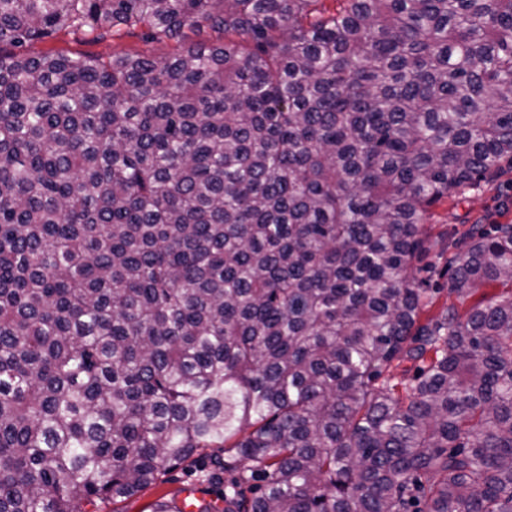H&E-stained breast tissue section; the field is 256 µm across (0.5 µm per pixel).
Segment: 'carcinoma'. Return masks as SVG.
I'll list each match as a JSON object with an SVG mask.
<instances>
[{
	"mask_svg": "<svg viewBox=\"0 0 512 512\" xmlns=\"http://www.w3.org/2000/svg\"><path fill=\"white\" fill-rule=\"evenodd\" d=\"M333 2L0 0V512L211 448L194 512H512V294L413 275L512 168V0ZM137 28L174 51H30ZM466 237L451 292L512 281ZM426 226L429 230L431 243L438 240V245H432L431 251L420 264L433 265L429 272L418 273V278L431 277L433 288H443L435 295L434 305L430 313L439 311L443 306H455L461 314L468 311L483 293L510 295L512 283L499 282L492 287L480 288L474 295L459 298L450 293V275L448 261L455 254L462 253V244L471 224L478 219L481 224L512 223V170L507 166L502 176L495 181L485 183L478 190L466 194L459 203L448 201L435 206ZM437 284V286H435Z\"/></svg>",
	"mask_w": 512,
	"mask_h": 512,
	"instance_id": "obj_1",
	"label": "carcinoma"
}]
</instances>
